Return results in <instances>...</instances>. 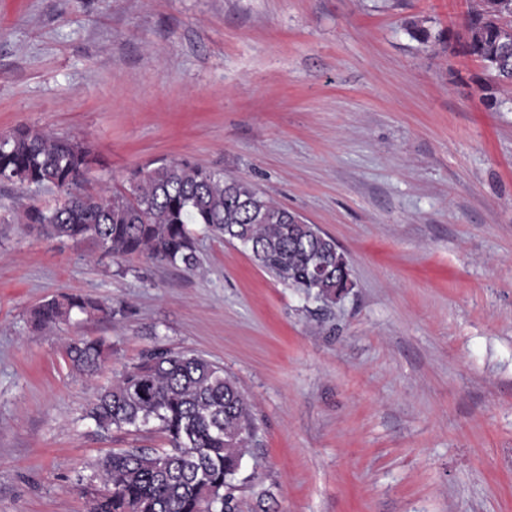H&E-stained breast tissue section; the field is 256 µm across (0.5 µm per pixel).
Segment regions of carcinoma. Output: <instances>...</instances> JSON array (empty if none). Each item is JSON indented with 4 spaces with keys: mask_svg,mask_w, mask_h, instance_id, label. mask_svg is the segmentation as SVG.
<instances>
[{
    "mask_svg": "<svg viewBox=\"0 0 512 512\" xmlns=\"http://www.w3.org/2000/svg\"><path fill=\"white\" fill-rule=\"evenodd\" d=\"M512 0L467 19L464 49L500 81L512 83ZM95 162L90 149L33 127L0 133V178L65 192L62 205L30 203L23 223L49 237L93 240L107 254L196 264L189 225L237 241L281 283L325 302L347 293L350 269L334 239L265 198L250 183L172 161L134 171L128 186L104 195L81 188ZM74 314L112 317V308L87 295L65 293L34 311L46 327ZM71 366L97 374L105 362L101 339L66 346ZM98 430H136L154 422L170 449L129 448L98 464L101 487L90 512H235L232 481L254 435L252 406L224 368L199 354L155 347L102 388L86 412Z\"/></svg>",
    "mask_w": 512,
    "mask_h": 512,
    "instance_id": "obj_1",
    "label": "carcinoma"
}]
</instances>
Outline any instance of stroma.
Wrapping results in <instances>:
<instances>
[{"instance_id": "1", "label": "stroma", "mask_w": 512, "mask_h": 512, "mask_svg": "<svg viewBox=\"0 0 512 512\" xmlns=\"http://www.w3.org/2000/svg\"><path fill=\"white\" fill-rule=\"evenodd\" d=\"M477 0H0V132L83 142L84 189L187 160L335 239L326 303L195 227L198 264L105 254L23 224L0 180V512H87L98 389L157 346L252 404L237 512H512V84L463 47ZM426 30L428 40L413 34ZM63 293L110 320L37 328ZM102 339L95 379L65 356Z\"/></svg>"}]
</instances>
